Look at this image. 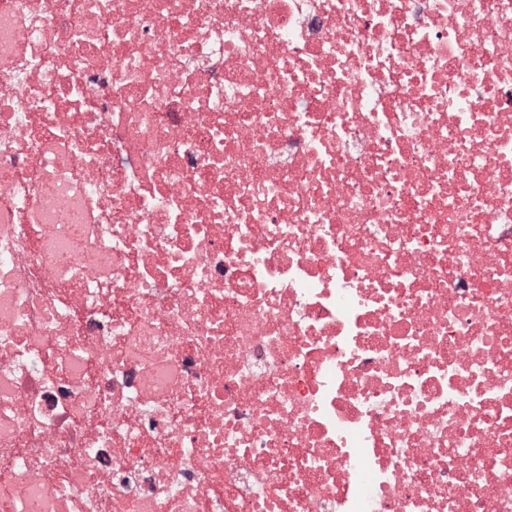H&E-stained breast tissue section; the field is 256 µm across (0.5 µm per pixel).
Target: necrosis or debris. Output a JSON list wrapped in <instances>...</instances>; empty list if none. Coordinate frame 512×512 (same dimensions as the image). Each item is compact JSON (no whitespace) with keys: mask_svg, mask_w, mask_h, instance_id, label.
<instances>
[{"mask_svg":"<svg viewBox=\"0 0 512 512\" xmlns=\"http://www.w3.org/2000/svg\"><path fill=\"white\" fill-rule=\"evenodd\" d=\"M0 512H512V0H0Z\"/></svg>","mask_w":512,"mask_h":512,"instance_id":"4bbe7bcc","label":"necrosis or debris"}]
</instances>
